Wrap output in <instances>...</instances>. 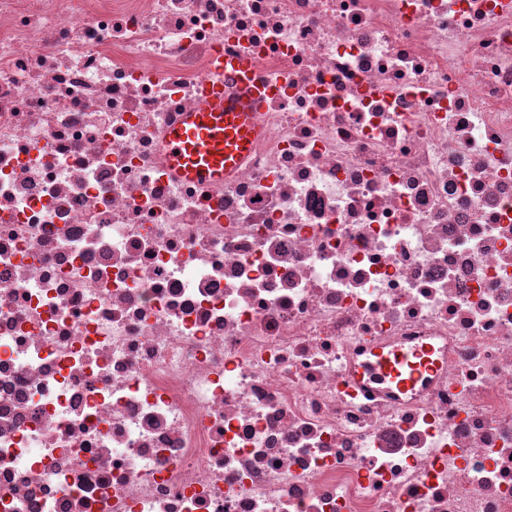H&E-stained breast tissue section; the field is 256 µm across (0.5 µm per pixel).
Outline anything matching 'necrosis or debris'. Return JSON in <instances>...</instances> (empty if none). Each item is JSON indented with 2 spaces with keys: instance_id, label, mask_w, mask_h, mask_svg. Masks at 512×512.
<instances>
[{
  "instance_id": "necrosis-or-debris-1",
  "label": "necrosis or debris",
  "mask_w": 512,
  "mask_h": 512,
  "mask_svg": "<svg viewBox=\"0 0 512 512\" xmlns=\"http://www.w3.org/2000/svg\"><path fill=\"white\" fill-rule=\"evenodd\" d=\"M0 512H512V0H0ZM259 130L255 114L218 86L171 129L166 152L183 177L219 183L250 153ZM429 364L427 351L416 354L402 353L373 363L370 375L381 381L389 380L403 386H411L418 380L420 372L430 367Z\"/></svg>"
}]
</instances>
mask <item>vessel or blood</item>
Masks as SVG:
<instances>
[{
	"label": "vessel or blood",
	"mask_w": 512,
	"mask_h": 512,
	"mask_svg": "<svg viewBox=\"0 0 512 512\" xmlns=\"http://www.w3.org/2000/svg\"><path fill=\"white\" fill-rule=\"evenodd\" d=\"M258 133L255 114L218 86L201 109L171 129L166 148L171 165L183 177L218 183L249 154ZM429 364L428 352L402 353L373 363L370 374L381 381L411 386Z\"/></svg>",
	"instance_id": "1"
}]
</instances>
